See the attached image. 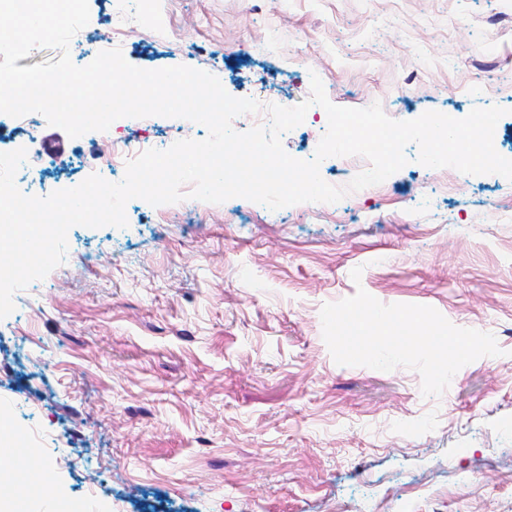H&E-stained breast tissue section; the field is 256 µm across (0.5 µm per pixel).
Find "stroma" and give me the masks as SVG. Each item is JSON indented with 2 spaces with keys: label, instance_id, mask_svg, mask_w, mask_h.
<instances>
[{
  "label": "stroma",
  "instance_id": "35a3bbf8",
  "mask_svg": "<svg viewBox=\"0 0 512 512\" xmlns=\"http://www.w3.org/2000/svg\"><path fill=\"white\" fill-rule=\"evenodd\" d=\"M117 5L89 0L75 65L117 47L291 107L315 74L332 103L398 120L496 105L512 156V33L485 22L512 0H125L139 23L116 41ZM326 117L312 106L287 153L311 159ZM188 126L121 118L112 136L162 150ZM405 155L383 189L321 218L136 199L125 228L73 227L65 261L0 320V401L45 461H71L53 491L116 512H512V181ZM360 287L501 353L438 398L416 370L337 364L320 310Z\"/></svg>",
  "mask_w": 512,
  "mask_h": 512
}]
</instances>
